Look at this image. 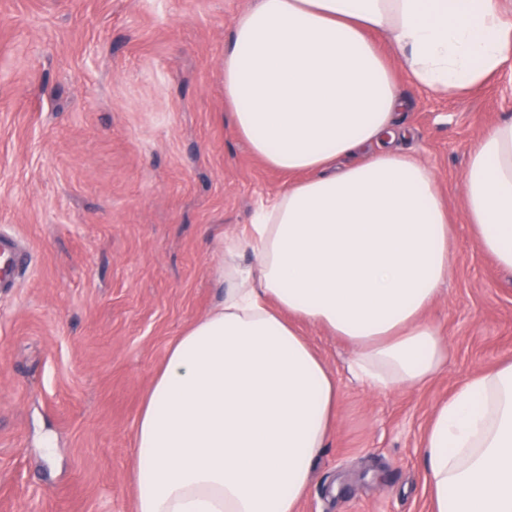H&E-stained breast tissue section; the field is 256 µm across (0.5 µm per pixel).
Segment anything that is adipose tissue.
I'll use <instances>...</instances> for the list:
<instances>
[{"label":"adipose tissue","mask_w":512,"mask_h":512,"mask_svg":"<svg viewBox=\"0 0 512 512\" xmlns=\"http://www.w3.org/2000/svg\"><path fill=\"white\" fill-rule=\"evenodd\" d=\"M385 40L415 85L460 97L512 70V0H254L239 16L224 103L297 180L217 246L218 306L170 344L136 421L135 512H297L340 402L298 323L347 343L376 392L446 364L423 313L451 226L436 175L400 146ZM464 182L479 250L512 271V118L475 142ZM422 450L430 512H512V360L441 403Z\"/></svg>","instance_id":"adipose-tissue-1"}]
</instances>
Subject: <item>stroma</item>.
<instances>
[{"label":"stroma","instance_id":"obj_1","mask_svg":"<svg viewBox=\"0 0 512 512\" xmlns=\"http://www.w3.org/2000/svg\"><path fill=\"white\" fill-rule=\"evenodd\" d=\"M252 2L0 0V228L31 251L0 290V512H134L136 419L169 345L219 301L215 244L288 185L224 106V48ZM389 60L452 222L425 312L451 352L422 385L378 393L345 342L301 324L342 400L298 512H429L436 407L512 359V272L464 212L468 151L512 115V71L451 99Z\"/></svg>","mask_w":512,"mask_h":512}]
</instances>
